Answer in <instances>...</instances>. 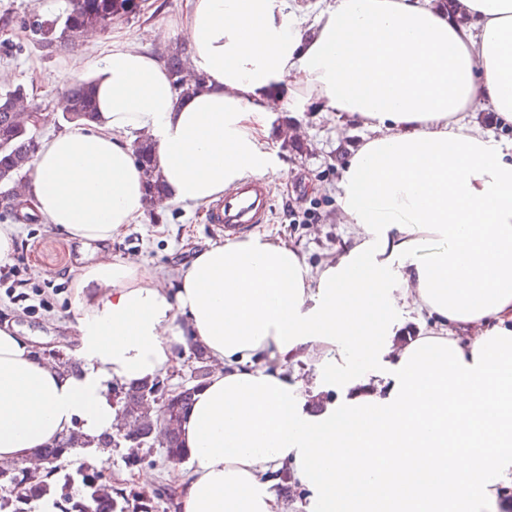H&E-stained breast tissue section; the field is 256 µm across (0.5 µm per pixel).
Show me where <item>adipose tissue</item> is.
<instances>
[{"label":"adipose tissue","instance_id":"obj_1","mask_svg":"<svg viewBox=\"0 0 512 512\" xmlns=\"http://www.w3.org/2000/svg\"><path fill=\"white\" fill-rule=\"evenodd\" d=\"M184 0L175 28L205 88L179 96L163 61L118 33L75 54L97 116L41 141L26 204L68 238L111 244L145 220L134 133L155 144L167 201L215 204L275 171L268 137L282 106L359 120L337 204L354 232L310 268L265 233L203 248L176 287L101 257L75 283L79 371L0 327V462L37 468L39 448L118 423L112 382L167 371L195 344L213 370L182 424V512H286L269 480L290 467L305 512H500L512 487V144L469 117L512 128V0ZM427 336L391 351L405 308ZM483 324L480 338L462 334ZM265 353L312 357L315 389L371 376L311 415Z\"/></svg>","mask_w":512,"mask_h":512}]
</instances>
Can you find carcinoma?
Instances as JSON below:
<instances>
[{
	"label": "carcinoma",
	"instance_id": "1",
	"mask_svg": "<svg viewBox=\"0 0 512 512\" xmlns=\"http://www.w3.org/2000/svg\"><path fill=\"white\" fill-rule=\"evenodd\" d=\"M135 0H67L66 9L52 19L36 13L28 22L31 38L51 54L73 50L80 46L83 34L91 29L107 30L112 19L135 15ZM173 85L179 95H194L204 90L205 80L187 68L184 50L174 48L163 55ZM71 107L63 121L67 124L90 121L97 112V102L90 82L77 81L68 89ZM28 89L18 85L0 92V182L12 183L30 171L31 161L39 146L38 134L20 103ZM135 153L148 186L147 206L155 205L161 184L152 161V140L144 137L135 144ZM196 366L190 381L182 389L166 390L165 380L155 377L138 385L121 386L120 401L128 418V429H115L130 448L148 445L156 438L157 430L166 426L161 447L170 463L184 460L181 425L193 397L208 375L207 359L202 348L194 353ZM168 394H163V391ZM113 436L103 434L86 439L78 434L65 436L47 448L39 450L42 457L59 459L50 473L51 482L40 476L28 477L14 468L0 469V487L13 490L9 497L0 498V512H32V504L42 499L55 500L59 512H129V499L112 489V484L94 469L83 466L68 468L66 458L74 448H110ZM169 487L163 485L150 495L136 497L135 512H158L160 502L171 501Z\"/></svg>",
	"mask_w": 512,
	"mask_h": 512
}]
</instances>
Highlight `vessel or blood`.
Listing matches in <instances>:
<instances>
[{
  "instance_id": "1",
  "label": "vessel or blood",
  "mask_w": 512,
  "mask_h": 512,
  "mask_svg": "<svg viewBox=\"0 0 512 512\" xmlns=\"http://www.w3.org/2000/svg\"><path fill=\"white\" fill-rule=\"evenodd\" d=\"M270 206L267 181H247L225 190L223 199L210 209L214 227L233 236L255 225L265 223Z\"/></svg>"
}]
</instances>
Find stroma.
<instances>
[{
    "instance_id": "stroma-1",
    "label": "stroma",
    "mask_w": 512,
    "mask_h": 512,
    "mask_svg": "<svg viewBox=\"0 0 512 512\" xmlns=\"http://www.w3.org/2000/svg\"><path fill=\"white\" fill-rule=\"evenodd\" d=\"M156 4L153 13L113 20L110 30L98 32V39L108 42L113 33L124 32L152 52H164L181 40L173 22L182 0H156ZM65 6V0H0V89L25 85L33 92V103L44 110L74 80L68 72L69 55L48 56L30 44L22 20L33 11L51 18ZM273 128L272 146L284 153L285 160L271 176V218L264 229L295 246L314 268L336 259L350 238L336 191L340 165L364 130L312 106L302 112L277 113ZM206 214L203 206H155L147 211L144 223L129 225L113 240L112 257L138 260L146 269L161 272L165 285L176 284L179 270L199 249L221 240ZM2 224L16 229L13 256L21 278L29 287L44 290L50 306L34 312L23 310L12 302L8 283L1 281L0 324L12 323L20 335L34 341L38 352L69 351L79 317L75 283L83 269L96 261L100 246L66 240L54 225L22 218L19 207L12 204H0ZM36 267L41 270L37 277L32 274ZM134 453L142 457L143 468L157 472L158 484L168 483L171 470L159 445L134 451L121 444L110 451L104 464L105 478L116 491L129 496L141 490L136 482L119 479L120 474L129 472L128 458Z\"/></svg>"
}]
</instances>
